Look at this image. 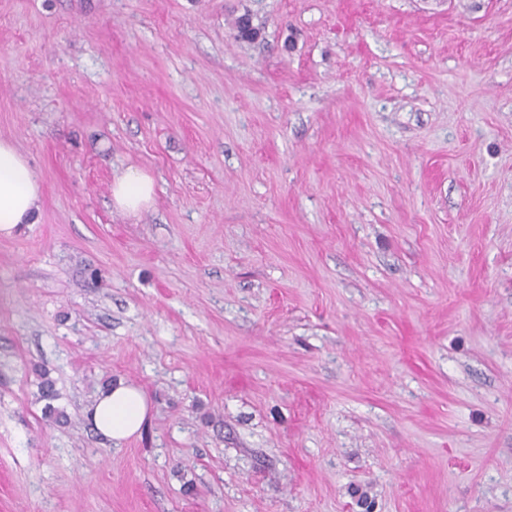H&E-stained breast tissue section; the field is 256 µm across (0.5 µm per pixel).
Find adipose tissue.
I'll return each mask as SVG.
<instances>
[{
  "instance_id": "1",
  "label": "adipose tissue",
  "mask_w": 512,
  "mask_h": 512,
  "mask_svg": "<svg viewBox=\"0 0 512 512\" xmlns=\"http://www.w3.org/2000/svg\"><path fill=\"white\" fill-rule=\"evenodd\" d=\"M153 194L151 176L137 169L116 175L112 182V202L127 213L143 209ZM40 197V182L27 159L0 139V231L34 223ZM86 418L97 434L119 443L141 433L149 419V402L140 388L118 380L99 390Z\"/></svg>"
}]
</instances>
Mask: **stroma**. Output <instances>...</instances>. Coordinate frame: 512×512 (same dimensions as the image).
Returning <instances> with one entry per match:
<instances>
[{
    "mask_svg": "<svg viewBox=\"0 0 512 512\" xmlns=\"http://www.w3.org/2000/svg\"><path fill=\"white\" fill-rule=\"evenodd\" d=\"M0 139V512H512V0H0ZM41 185L27 159L12 143L0 139V231L34 224ZM154 194L151 176L137 169H127L112 181V202L116 208L136 213L149 203ZM38 376L40 378L38 386L39 399L46 401V411L48 412V416L58 424L66 421V415L64 412L56 409L51 403L57 397L54 381L48 377L46 371H39ZM86 418L97 434L118 444L141 433L149 419V402L140 388L114 381L99 390Z\"/></svg>",
    "mask_w": 512,
    "mask_h": 512,
    "instance_id": "1",
    "label": "stroma"
}]
</instances>
